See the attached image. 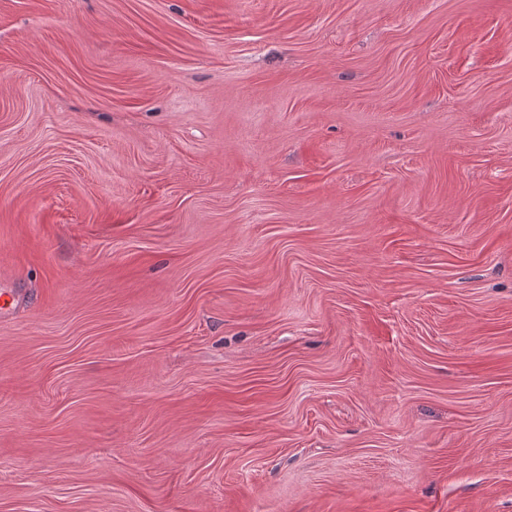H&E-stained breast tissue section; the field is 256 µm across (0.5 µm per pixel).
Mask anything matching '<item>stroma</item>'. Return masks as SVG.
I'll list each match as a JSON object with an SVG mask.
<instances>
[{
  "mask_svg": "<svg viewBox=\"0 0 512 512\" xmlns=\"http://www.w3.org/2000/svg\"><path fill=\"white\" fill-rule=\"evenodd\" d=\"M0 512H512V0H0Z\"/></svg>",
  "mask_w": 512,
  "mask_h": 512,
  "instance_id": "35a3bbf8",
  "label": "stroma"
}]
</instances>
